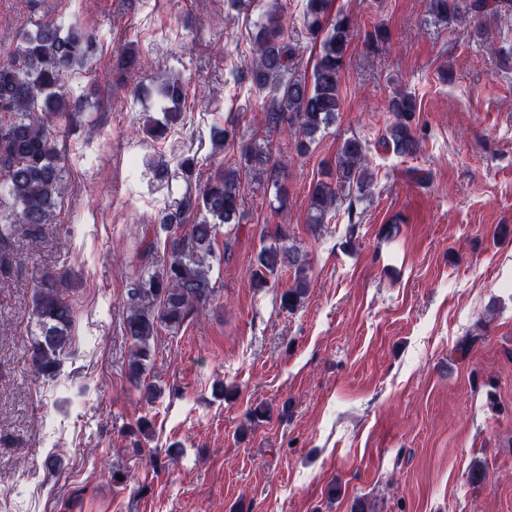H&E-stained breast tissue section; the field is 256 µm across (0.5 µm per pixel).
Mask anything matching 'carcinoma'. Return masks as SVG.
<instances>
[{
  "label": "carcinoma",
  "mask_w": 512,
  "mask_h": 512,
  "mask_svg": "<svg viewBox=\"0 0 512 512\" xmlns=\"http://www.w3.org/2000/svg\"><path fill=\"white\" fill-rule=\"evenodd\" d=\"M330 0H306L303 23L320 40L321 50L308 82L289 72L293 52L284 37L281 11L275 7L263 15L254 56L246 76L230 70L225 82L249 84V90L267 93V125L294 138L298 154L309 152L316 135L336 121L341 109L340 73L358 24L346 14L326 23ZM437 18L476 19L512 12V0H429ZM98 44V34L75 23L62 31L52 21L21 36L16 58L0 61V184L13 201V210L0 214V274L13 268L12 241L19 236L36 237L50 223L56 202L66 192L60 169L55 124L72 125L82 107L73 97L71 75L88 66ZM140 67L138 51L125 46L117 51L113 71L124 74ZM160 96L161 117L146 121L149 137L159 140L181 119L185 84L164 72L153 75ZM417 102L409 92L397 91L388 100L393 122L385 128L382 146L399 157H412L421 150L413 128ZM367 142L357 136L343 141L327 179L311 191L308 221L326 223L336 209L339 191H347L348 224H357L356 204L367 197L372 174L366 165ZM240 162L266 173L275 187L278 212L287 206L282 189V166L260 146L239 145ZM243 194L238 169L222 167L207 180L200 193L185 195L176 208L159 218L165 233L169 259L163 271L140 275L126 292L127 313L123 332L130 341L126 373L145 401L154 399L156 388L146 382L160 329H176L197 307L213 300L212 259L219 228L240 226ZM194 213V223L187 224ZM293 271V284L282 291L280 308L293 312L303 303L309 286V263L305 253L290 243L288 229L276 226L271 242L262 243L256 254L251 280L265 288L278 272ZM70 270L46 269L34 283L32 314L39 333L23 355L25 369L37 377L58 376L64 358L72 353L74 309L67 291Z\"/></svg>",
  "instance_id": "obj_1"
}]
</instances>
